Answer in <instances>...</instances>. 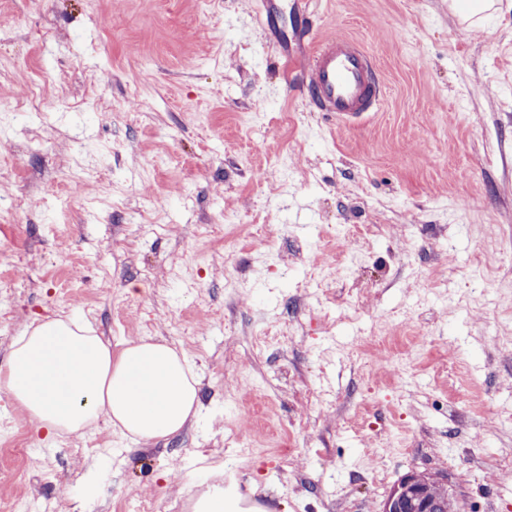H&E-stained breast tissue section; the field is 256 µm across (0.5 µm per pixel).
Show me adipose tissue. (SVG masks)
I'll return each mask as SVG.
<instances>
[{"label":"adipose tissue","mask_w":512,"mask_h":512,"mask_svg":"<svg viewBox=\"0 0 512 512\" xmlns=\"http://www.w3.org/2000/svg\"><path fill=\"white\" fill-rule=\"evenodd\" d=\"M200 375L184 351L152 338L120 350L72 317L30 324L10 346L0 389L47 435L76 434L106 418L154 443L201 417Z\"/></svg>","instance_id":"ef3b65f1"}]
</instances>
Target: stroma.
Segmentation results:
<instances>
[{
    "mask_svg": "<svg viewBox=\"0 0 512 512\" xmlns=\"http://www.w3.org/2000/svg\"><path fill=\"white\" fill-rule=\"evenodd\" d=\"M311 2L289 42L310 21L376 62L358 124L302 101L254 0H0V361L76 315L175 342L203 406L146 446L0 397V505L189 512L232 466L272 512H383L413 472L512 512V0L457 40L448 0Z\"/></svg>",
    "mask_w": 512,
    "mask_h": 512,
    "instance_id": "stroma-1",
    "label": "stroma"
}]
</instances>
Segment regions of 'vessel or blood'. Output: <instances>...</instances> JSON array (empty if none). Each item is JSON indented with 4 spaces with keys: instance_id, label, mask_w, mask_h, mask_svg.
<instances>
[{
    "instance_id": "vessel-or-blood-1",
    "label": "vessel or blood",
    "mask_w": 512,
    "mask_h": 512,
    "mask_svg": "<svg viewBox=\"0 0 512 512\" xmlns=\"http://www.w3.org/2000/svg\"><path fill=\"white\" fill-rule=\"evenodd\" d=\"M254 9L263 25L273 16L284 19L309 11L307 0H256ZM303 36L304 59L287 54L283 60L286 67L299 72L308 104L348 124L376 111L384 90L372 55L355 39L341 34L322 36L310 24ZM224 492L239 498L243 512H258L259 502L247 497L229 471L224 474Z\"/></svg>"
}]
</instances>
